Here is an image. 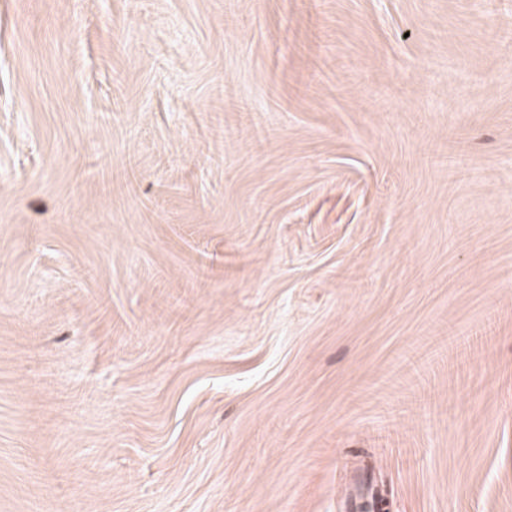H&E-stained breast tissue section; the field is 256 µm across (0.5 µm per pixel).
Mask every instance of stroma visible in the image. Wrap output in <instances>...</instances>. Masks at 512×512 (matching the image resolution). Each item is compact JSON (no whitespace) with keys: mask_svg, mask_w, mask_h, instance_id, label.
I'll list each match as a JSON object with an SVG mask.
<instances>
[{"mask_svg":"<svg viewBox=\"0 0 512 512\" xmlns=\"http://www.w3.org/2000/svg\"><path fill=\"white\" fill-rule=\"evenodd\" d=\"M512 512V0H0V512Z\"/></svg>","mask_w":512,"mask_h":512,"instance_id":"1","label":"stroma"}]
</instances>
